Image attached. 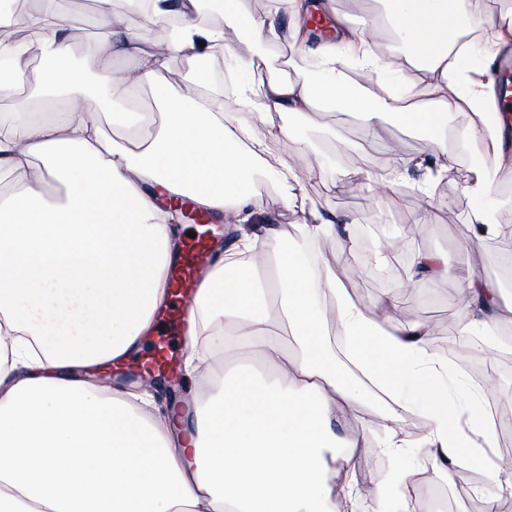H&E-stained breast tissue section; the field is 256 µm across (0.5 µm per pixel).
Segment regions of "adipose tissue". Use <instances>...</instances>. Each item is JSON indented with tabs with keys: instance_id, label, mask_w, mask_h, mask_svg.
<instances>
[{
	"instance_id": "adipose-tissue-1",
	"label": "adipose tissue",
	"mask_w": 512,
	"mask_h": 512,
	"mask_svg": "<svg viewBox=\"0 0 512 512\" xmlns=\"http://www.w3.org/2000/svg\"><path fill=\"white\" fill-rule=\"evenodd\" d=\"M97 2L103 40L120 46L118 73L93 56L74 65L57 0H39L26 40L0 41L1 98L14 97L35 54L41 99L64 103L56 119L28 98L0 114V512H336L353 492L336 471L360 441L336 435L337 409L359 400L328 341L335 324L346 360L386 394L407 385L422 396L437 460L499 479L503 466L486 455L488 418L476 406L461 415L442 388L429 330L375 317L330 262H307L287 237L259 236L247 223L259 206L254 177L265 168L286 188L289 207L306 205L297 160L272 156L254 129L266 113L309 121L344 108L363 116L369 136L392 119L443 161L448 119L461 114V137L496 162L466 187L477 234L496 236L489 184L512 174V152L494 122V84L473 64L512 49V2L487 41L463 28L474 0H379V11L355 20L335 0H277L275 11L293 23L285 35L292 49L311 52L320 68L260 82L254 54L232 52L235 112L218 97L175 95L168 60L179 55L194 67L213 58L228 27L254 43L279 41L269 14L250 0H220L219 28L199 17L200 0H149L145 28L180 18L160 53L115 25L111 0ZM314 8L334 15L336 36L310 49L299 25ZM373 31L386 33L385 52L369 41ZM349 57L381 78L380 96L353 91L341 67ZM145 87L161 122L145 115L131 138L107 136L103 104L124 106ZM162 193L192 199L236 231L190 307L184 362L202 392L165 409L152 393L105 389L92 375L139 351L167 305L184 241L174 212L159 204ZM462 293L469 314L461 334H492L479 313L495 304L498 288L468 275ZM284 327L289 349L279 339Z\"/></svg>"
}]
</instances>
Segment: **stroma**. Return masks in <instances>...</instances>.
<instances>
[{
	"label": "stroma",
	"mask_w": 512,
	"mask_h": 512,
	"mask_svg": "<svg viewBox=\"0 0 512 512\" xmlns=\"http://www.w3.org/2000/svg\"><path fill=\"white\" fill-rule=\"evenodd\" d=\"M255 129L270 137L274 153L306 150L301 188L308 206L325 217L345 221L335 246L323 253L326 260L333 262L345 254L360 259L358 232L366 230L374 247L373 267L365 268L357 278L344 267L339 273L353 300L367 311L377 312V300L391 293L396 297L388 312L393 323L431 321L444 326L451 320L462 321L465 312L458 308L457 299L461 277L467 273L501 286L503 298L512 299V177L498 179L493 186L498 195L493 212L500 226L498 235L482 246H471L474 203L464 187L474 178L478 158L456 134L448 136L450 165L443 171L430 164L427 141L393 121L377 140L363 139L360 120L352 112H321L312 125L285 112H272L257 121ZM393 141L400 143L399 153H390L388 146ZM421 159L428 160V167H418ZM392 169L397 176L391 183L389 201L362 187L361 175L375 176ZM423 182L428 190L421 193L416 186ZM255 190L262 205L258 223L287 233L292 244L302 243L297 230L302 216L287 207L274 178L260 177ZM424 208L432 212L431 223H412V215ZM404 238L421 250L447 254L449 275L413 279L407 262L393 251L394 241ZM465 344L469 365L464 368L449 356L447 339L433 341V352L447 369L449 390L464 395L477 389L479 381L473 369L486 365L492 369V380L483 404L497 401L512 407V321H498L490 336L474 330ZM337 426L363 440L348 467L336 474L338 483H350L354 490L345 512H367L369 501L364 491L377 487L385 492L384 512H402L392 475L403 467L420 469L423 482L442 485L453 496L468 500L470 512H486L492 498L498 512H512L511 490L472 480L465 463L445 466L434 460L428 444L431 426L422 404L396 414L390 404L365 391L355 412L338 413ZM393 437L404 442L396 456L386 450Z\"/></svg>",
	"instance_id": "35a3bbf8"
}]
</instances>
